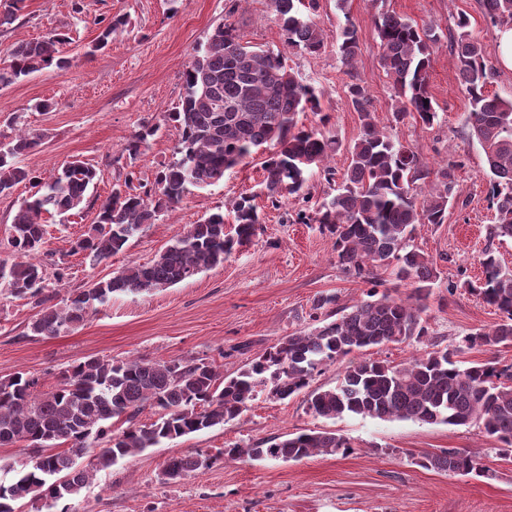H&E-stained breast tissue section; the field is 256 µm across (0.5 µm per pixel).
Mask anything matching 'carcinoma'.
Returning <instances> with one entry per match:
<instances>
[{
    "label": "carcinoma",
    "instance_id": "1",
    "mask_svg": "<svg viewBox=\"0 0 512 512\" xmlns=\"http://www.w3.org/2000/svg\"><path fill=\"white\" fill-rule=\"evenodd\" d=\"M26 0H0V27L18 19ZM285 43L308 55L324 47L314 18L300 13L302 0H270ZM484 16L500 29L512 28V0H482ZM128 24L117 14L101 31L96 49ZM450 49L470 110L469 138L482 150L490 176L489 198L495 223L491 239H512V101L487 91L492 68L483 44L469 31L466 16L458 17ZM380 65L390 78L398 105L399 123L411 116L425 126L438 113L429 91L428 70L433 47L439 42L432 26L385 11L375 22ZM66 32L55 31L36 41L14 44L10 61L0 67V88L49 67L63 69L69 59L63 47ZM359 51L358 32L348 22L339 36L342 65L353 70ZM185 93L167 119L179 128V158L157 172L151 188L131 192L132 169L115 181L112 194L99 207L92 233L71 242L69 254H82L93 263L124 251L128 241L159 215L180 202L191 187L207 188L224 180V173L266 146L262 161V191L274 206L290 197L308 194L307 174L313 168L334 176L328 159L340 148L320 129L299 125L303 112L321 111L319 94L299 82L280 54L243 43L232 23H218L183 72ZM350 104L359 113L360 128L348 148L350 161L336 194L313 214H300L334 239L336 262L358 277L372 278L383 269L412 287L406 299L386 294L360 301L330 322L292 334L253 358L234 376L222 377L197 358L167 361L129 359L121 363L87 359L67 370L53 389H38V380L16 372L0 381V447L24 446L29 460L8 486L0 485V512H15V503L30 497L54 501L79 495L90 471L77 466L76 449L89 439L106 442L96 468L108 469L119 460L174 439L240 417L262 394L284 400L304 390L314 372L355 350L387 343L420 342L427 336L422 314L440 272L434 260L414 245L416 225L443 224L456 197L453 167L430 169L420 155L391 140L375 123L364 86L348 89ZM159 126L144 125L121 148L134 161ZM40 144V137L22 132L0 149V196L28 182L34 191L15 213L8 239L13 260L0 259V285L37 308L28 332L57 336L87 320L96 305L114 293H152L188 280L224 263L238 247L257 235L262 217L255 196L241 195L232 204L235 234L224 231V213L209 214L190 225L147 264L130 261L106 280L88 289L60 295L50 280L60 283L67 266L62 260L38 259L46 234L42 216H63L84 208L96 184L97 169L75 158L41 184L20 166L17 158ZM430 189L417 197L418 184ZM483 278L465 282L495 308L500 321L490 330L477 329L448 348L431 349L400 364L364 359L350 365L336 386L310 392L307 409L315 416L343 415L383 420L406 419L450 426L476 425L497 443V453L512 457V367L473 362L464 367L458 356L476 347L512 345V270L496 253L485 250L479 259ZM151 403L162 410L150 425L134 423L141 408ZM129 426L112 433V420ZM69 444L71 448L60 449ZM351 448L350 440L332 431L289 434L263 448L259 445L224 449L236 459L301 461L318 454ZM215 456L187 455L170 460L164 480L178 482L209 467ZM421 467L460 475L481 474L475 456L456 449L425 454Z\"/></svg>",
    "mask_w": 512,
    "mask_h": 512
}]
</instances>
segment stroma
Wrapping results in <instances>:
<instances>
[{"instance_id":"1","label":"stroma","mask_w":512,"mask_h":512,"mask_svg":"<svg viewBox=\"0 0 512 512\" xmlns=\"http://www.w3.org/2000/svg\"><path fill=\"white\" fill-rule=\"evenodd\" d=\"M76 1L81 4L77 12L72 9ZM384 10L434 26L440 36L428 72L438 111L434 125L411 118L400 124L393 120V91L379 63L374 32L375 19ZM116 14L127 16L128 27L114 32L104 49L95 50L102 20ZM462 14L495 71L488 93L512 99V70L503 66L499 54L500 30L486 20L480 0H348L342 11L336 0H319L316 20L324 48L316 56L288 48L270 0H26L21 16L0 28V60L16 42L57 30L71 37L65 48L70 64L0 89V142L21 130L40 135V146L20 162L43 180L75 158L95 165L99 178L92 199L98 204L109 197L119 175L116 159L123 143L142 124H155L157 134L135 162L139 183L152 184L157 170L175 158L179 132L166 115L184 93V70L218 22L234 24L242 41L282 54L298 80L317 89L328 117L325 131L340 143L329 162L336 172L348 166L347 147L359 132V116L347 93L355 80L367 88L374 119L388 136L419 153L429 168L453 164L457 198L448 219L418 225L415 243L440 270L423 316L428 336L455 345L499 320L493 307L464 286L481 278V252L493 246L502 264L512 269V239L491 242L486 237L494 210L485 157L467 135L469 103L447 41ZM347 20L360 39L350 71L337 54ZM261 162V155H254L227 171L219 184L190 189L181 202L130 239L122 253L98 264L68 253L72 239L90 232L93 208L65 222L48 219L43 249L67 254L64 284L69 289L110 278L128 261L148 262L189 224L224 209L240 195H254L263 222L251 244L222 266L149 294L113 295L84 323L54 337L29 335L33 306L0 286V379L22 371L38 378L47 391L65 371L90 358L121 362L195 357L229 376L281 338L313 327L311 314L319 297L332 295L338 306L349 307L373 290L395 298L410 294V286L384 271L373 284L348 274L336 262L332 237L318 225L298 220L305 204H318L334 192L321 171L310 176V201L292 197L275 208L258 194ZM425 348L422 342H405L353 352L324 366L309 387L335 386L345 368L362 359L397 364ZM306 399L303 392L282 401L259 396L239 418L163 441L95 471L82 493L64 505L26 498L17 502V510L512 512V458L497 455L496 441L477 427L351 415L329 420L313 416ZM309 429L342 434L353 449L298 463L217 456L235 445L271 444ZM448 448L475 455L486 475L460 476L418 466L421 454ZM190 454L210 455L215 462L180 482L162 480L168 460Z\"/></svg>"}]
</instances>
